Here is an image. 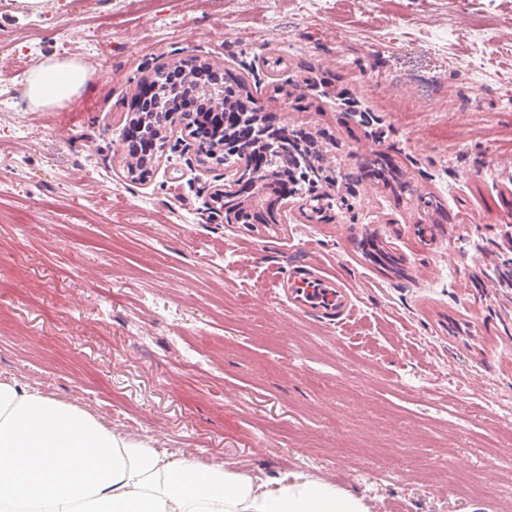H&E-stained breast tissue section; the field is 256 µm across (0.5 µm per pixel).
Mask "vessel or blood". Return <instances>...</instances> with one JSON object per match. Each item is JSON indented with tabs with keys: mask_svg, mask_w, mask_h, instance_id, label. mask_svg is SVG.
<instances>
[{
	"mask_svg": "<svg viewBox=\"0 0 512 512\" xmlns=\"http://www.w3.org/2000/svg\"><path fill=\"white\" fill-rule=\"evenodd\" d=\"M282 288L289 309L326 321H336L350 310L351 289L320 275L315 265L287 272Z\"/></svg>",
	"mask_w": 512,
	"mask_h": 512,
	"instance_id": "vessel-or-blood-1",
	"label": "vessel or blood"
}]
</instances>
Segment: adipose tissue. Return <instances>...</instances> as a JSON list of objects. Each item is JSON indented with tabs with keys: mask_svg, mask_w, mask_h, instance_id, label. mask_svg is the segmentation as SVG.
<instances>
[{
	"mask_svg": "<svg viewBox=\"0 0 512 512\" xmlns=\"http://www.w3.org/2000/svg\"><path fill=\"white\" fill-rule=\"evenodd\" d=\"M90 79L72 61L33 69L26 95L52 106ZM0 512H364L360 499L291 474L269 490L190 459L164 460L76 406L0 381Z\"/></svg>",
	"mask_w": 512,
	"mask_h": 512,
	"instance_id": "ef3b65f1",
	"label": "adipose tissue"
}]
</instances>
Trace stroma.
Returning <instances> with one entry per match:
<instances>
[{"label": "stroma", "instance_id": "obj_1", "mask_svg": "<svg viewBox=\"0 0 512 512\" xmlns=\"http://www.w3.org/2000/svg\"><path fill=\"white\" fill-rule=\"evenodd\" d=\"M50 59L93 78L36 107L25 79ZM174 59L316 135L351 209L212 223L222 167L170 146L129 179L132 91ZM0 96V381L268 488L297 473L366 512H512V290L489 249L512 219V0L5 5ZM313 253L355 292L342 325L277 296Z\"/></svg>", "mask_w": 512, "mask_h": 512}]
</instances>
